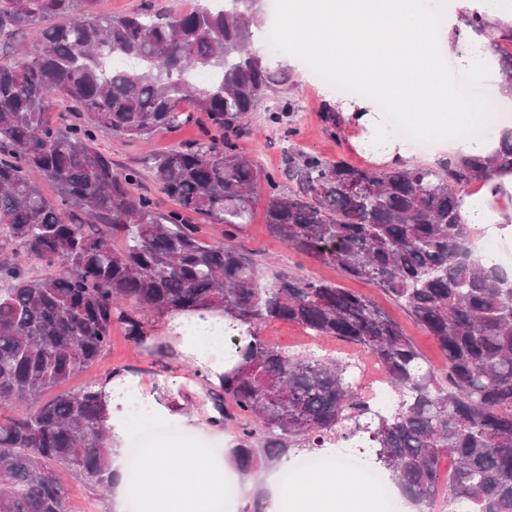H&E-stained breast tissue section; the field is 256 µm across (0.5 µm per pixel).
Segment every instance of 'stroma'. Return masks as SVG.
Returning <instances> with one entry per match:
<instances>
[{"mask_svg": "<svg viewBox=\"0 0 512 512\" xmlns=\"http://www.w3.org/2000/svg\"><path fill=\"white\" fill-rule=\"evenodd\" d=\"M288 54L289 51L285 48L267 51L268 60L274 67L279 68L284 81L274 86L257 111L250 114V131L238 140L239 151L251 157L263 173L273 176L285 189L289 188L290 183L284 171L288 153L293 149L328 158L341 157L360 167H373L374 161L369 152L358 151L350 146L352 129L342 125L337 132L331 133L326 130L322 121V114L327 107L323 96L324 89H331L337 99H347L343 82L337 81L335 73L326 74L319 68L308 71L289 66ZM288 102L294 105L293 114L285 118L282 125H270L267 121L269 112ZM183 109L192 113L193 120L176 130L162 131L146 139H131L106 133L99 134L97 138L100 151L111 157L116 169H138L140 179L132 188L133 194L155 197L163 210L173 209L175 203L159 192L151 169L153 157L191 144L200 138L202 129L209 125L205 113L195 111L193 102H185ZM267 194L266 182H259V201L254 207L252 219L249 224L242 226L235 238L238 249L253 260L262 281H272L275 272L285 270L328 280L340 287L364 294L387 316L399 323L428 363L437 368L443 366L444 356L434 337L424 331L381 290L365 281L346 278L334 266L310 260L275 239L265 224L263 200ZM260 333L271 345L291 353L303 354L311 351L342 363L362 362V369L351 372L353 389L357 393L368 392L378 379L385 376L376 359L362 346L329 337H315L300 326L283 321L261 324ZM117 368L132 370L148 379L165 373L185 379L189 384L195 381L191 366L175 360L163 361L159 346L132 345L127 341L123 330L116 326L112 329L110 347L96 362L71 377L63 389L67 392L78 390L88 383L99 381Z\"/></svg>", "mask_w": 512, "mask_h": 512, "instance_id": "35a3bbf8", "label": "stroma"}]
</instances>
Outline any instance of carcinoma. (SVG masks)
I'll return each mask as SVG.
<instances>
[{"mask_svg":"<svg viewBox=\"0 0 512 512\" xmlns=\"http://www.w3.org/2000/svg\"><path fill=\"white\" fill-rule=\"evenodd\" d=\"M95 0H0V34L32 29L31 42L0 57V512H70L59 470L90 489L114 483L103 407L89 383L43 395L99 358L112 322L136 345L158 314L222 308L248 323L238 368L207 390L224 420L239 417L229 461L256 475L294 449L354 445L368 435V465L427 512L448 496L453 512H512V275L461 253V190L512 170V131L487 157L458 155L429 167L383 171L311 152L288 154V194L267 175L265 222L289 248L372 284L433 336L445 357L430 365L367 297L312 276L279 271L259 282L231 244L250 222L258 167L236 141L272 89L275 72L254 47L264 0H198L189 11L113 17ZM124 58L133 65L115 68ZM84 114L76 126L46 119L52 97ZM192 100L215 133L154 159L161 210L134 196L140 176L118 172L100 133L143 139L192 120ZM58 190L47 200L28 177ZM191 214L221 227L208 244ZM47 273L30 276L19 257ZM267 321L368 349L399 403L374 411L352 390L349 365L290 354L260 336ZM233 405L236 413L229 411ZM453 469L441 473L442 461Z\"/></svg>","mask_w":512,"mask_h":512,"instance_id":"cac0c4a2","label":"carcinoma"}]
</instances>
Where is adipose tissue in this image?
I'll return each instance as SVG.
<instances>
[{
	"label": "adipose tissue",
	"instance_id": "1",
	"mask_svg": "<svg viewBox=\"0 0 512 512\" xmlns=\"http://www.w3.org/2000/svg\"><path fill=\"white\" fill-rule=\"evenodd\" d=\"M445 23L434 28L435 13ZM485 20L474 31L466 20ZM291 51L288 62L301 66L312 59L331 68L337 78L361 86V94L338 104L344 123L356 128L351 144L373 153L381 164L396 166L411 150L393 132L392 113H403L417 127L435 134L439 153L451 156L489 154L498 136L512 129V93L496 52L502 35L512 32V0H288ZM477 86L500 104L488 114L473 109L464 86ZM490 126L495 137L477 143L464 134L471 124ZM461 214L474 230L473 244L494 238L512 243V172L483 181L478 193L463 195ZM224 312L183 311L158 317L154 339L174 346L179 360L199 370L204 384L182 390L178 379L158 375L145 386L140 375L117 369L96 390L106 408L107 444L116 482L114 512H125L127 500L143 512H209L224 486V463L212 449L198 445L145 449L146 469L136 486L125 480L126 442L136 419L169 427L186 422V396L203 400L202 435L217 439L219 413L203 399L204 388H219L236 361L223 344ZM279 468L263 472L265 512H345L362 504L368 489L356 474L331 470L283 484Z\"/></svg>",
	"mask_w": 512,
	"mask_h": 512
}]
</instances>
